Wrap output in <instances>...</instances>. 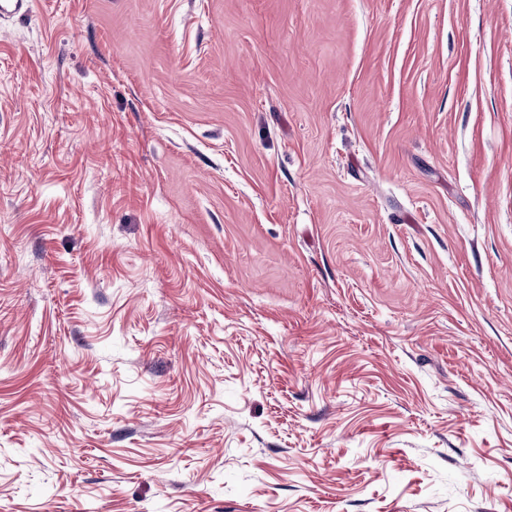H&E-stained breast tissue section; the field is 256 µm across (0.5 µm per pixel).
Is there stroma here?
<instances>
[{
	"label": "stroma",
	"instance_id": "stroma-1",
	"mask_svg": "<svg viewBox=\"0 0 512 512\" xmlns=\"http://www.w3.org/2000/svg\"><path fill=\"white\" fill-rule=\"evenodd\" d=\"M0 512H512V0L0 18Z\"/></svg>",
	"mask_w": 512,
	"mask_h": 512
}]
</instances>
